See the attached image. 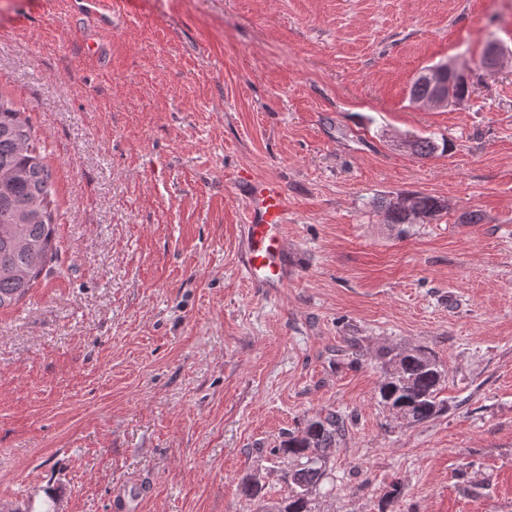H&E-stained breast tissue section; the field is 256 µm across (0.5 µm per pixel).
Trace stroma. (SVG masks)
Wrapping results in <instances>:
<instances>
[{
    "label": "stroma",
    "mask_w": 512,
    "mask_h": 512,
    "mask_svg": "<svg viewBox=\"0 0 512 512\" xmlns=\"http://www.w3.org/2000/svg\"><path fill=\"white\" fill-rule=\"evenodd\" d=\"M107 6L0 0L56 213L50 274L0 311V512H266L272 448L329 410L314 512H512V0ZM443 62L469 98L415 104ZM248 179L288 198L276 293L239 263ZM401 192L444 208L386 223ZM409 348L444 369L421 423L379 397Z\"/></svg>",
    "instance_id": "stroma-1"
}]
</instances>
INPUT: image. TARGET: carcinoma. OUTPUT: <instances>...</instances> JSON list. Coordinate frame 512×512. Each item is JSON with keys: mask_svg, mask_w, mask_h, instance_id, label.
I'll use <instances>...</instances> for the list:
<instances>
[{"mask_svg": "<svg viewBox=\"0 0 512 512\" xmlns=\"http://www.w3.org/2000/svg\"><path fill=\"white\" fill-rule=\"evenodd\" d=\"M436 85L419 75L410 96L414 101L432 96ZM408 148L420 156L438 149L431 137L409 141ZM54 182L21 112L0 97V310L22 300L55 255V218L52 210ZM409 207L391 199L381 201L389 224H412L443 210L440 200L408 194ZM443 369L438 360L420 350L397 355L380 387L381 400L415 422L433 418L441 409L438 399ZM342 415L328 411L297 431L286 434L273 449L288 460L282 470L288 497L277 512H312V493L326 479L330 449L345 435Z\"/></svg>", "mask_w": 512, "mask_h": 512, "instance_id": "obj_1", "label": "carcinoma"}]
</instances>
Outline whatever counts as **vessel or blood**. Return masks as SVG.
<instances>
[{
	"label": "vessel or blood",
	"mask_w": 512,
	"mask_h": 512,
	"mask_svg": "<svg viewBox=\"0 0 512 512\" xmlns=\"http://www.w3.org/2000/svg\"><path fill=\"white\" fill-rule=\"evenodd\" d=\"M247 200L241 266L255 287H284L288 282L287 201L284 193L275 181H258L250 183Z\"/></svg>",
	"instance_id": "b4317fda"
}]
</instances>
